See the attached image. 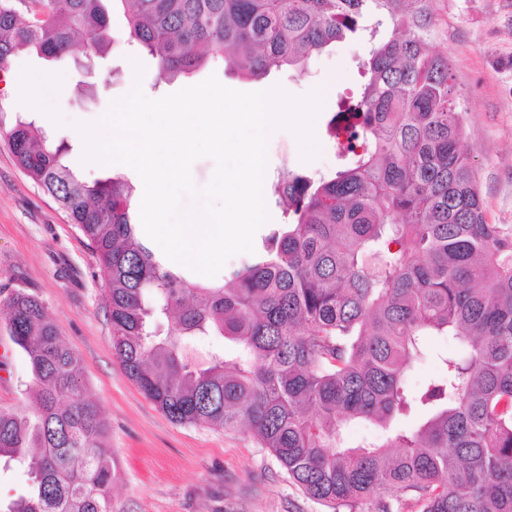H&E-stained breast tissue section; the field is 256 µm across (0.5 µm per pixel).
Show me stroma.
Instances as JSON below:
<instances>
[{"label":"stroma","instance_id":"stroma-1","mask_svg":"<svg viewBox=\"0 0 512 512\" xmlns=\"http://www.w3.org/2000/svg\"><path fill=\"white\" fill-rule=\"evenodd\" d=\"M437 27L432 49L447 55L466 114L461 142L478 168L486 217L512 224V0H435ZM112 43L105 57L85 63L65 57L47 61L29 51L16 55L0 75V124L11 127L19 110L9 82L38 76L33 95L42 106L34 116L54 142L65 143L66 163L86 182L119 175L140 183L123 164L83 162L79 122L101 118L115 99L141 87L158 99L208 77L231 89L255 92L281 87L301 97L322 89L323 106L314 121L317 156L303 161L295 135L272 133L266 182L274 184L285 163L319 176L336 168V149L325 125L344 88L354 86V61L362 43L341 42L313 57L305 73L283 68L245 79L216 59L199 72L158 82L157 60L129 42L122 6L109 12ZM16 289L34 295L62 340L82 360L86 398L96 402L107 429L118 478L113 512H331L307 498L275 457L245 427L224 431L171 422L127 377L112 353V327L105 308V271L77 227L52 197L31 182L0 142V298ZM0 410L21 404L32 383L25 352L0 322Z\"/></svg>","mask_w":512,"mask_h":512}]
</instances>
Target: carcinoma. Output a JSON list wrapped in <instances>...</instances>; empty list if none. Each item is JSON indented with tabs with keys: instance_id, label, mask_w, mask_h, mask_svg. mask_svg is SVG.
<instances>
[{
	"instance_id": "cac0c4a2",
	"label": "carcinoma",
	"mask_w": 512,
	"mask_h": 512,
	"mask_svg": "<svg viewBox=\"0 0 512 512\" xmlns=\"http://www.w3.org/2000/svg\"><path fill=\"white\" fill-rule=\"evenodd\" d=\"M20 19L0 0V71L34 49L47 60L90 35L111 43L107 0H40ZM129 36L158 60L157 82L216 58L259 79L341 41L369 40L364 84L326 123L349 122L361 148L318 179L286 165L274 186L284 223L266 254L224 277L190 281L137 233L136 188L121 176L83 181L32 116L4 132L15 163L64 209L107 274L112 346L128 378L180 425L250 428L309 498L336 510L512 512V225L490 224L478 172L460 149L448 57L429 51L434 0H121ZM28 356L26 402L0 411V459L27 468L25 495L0 512H112L114 452L84 398L80 360L43 305L17 289L0 299ZM220 336L236 355L188 351ZM431 336L440 375L407 393ZM416 413L412 427L400 416ZM367 421L383 441L345 440ZM396 448L394 455L387 449Z\"/></svg>"
}]
</instances>
